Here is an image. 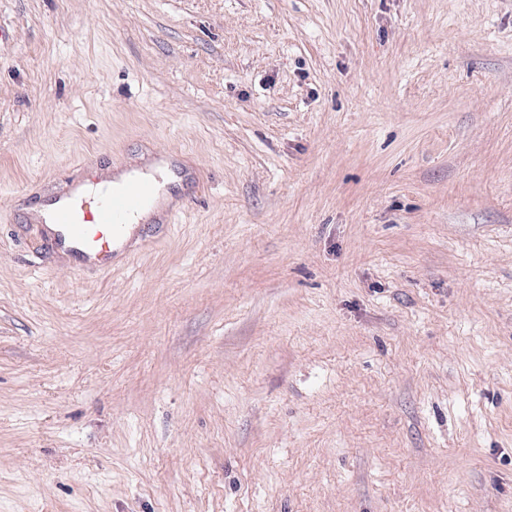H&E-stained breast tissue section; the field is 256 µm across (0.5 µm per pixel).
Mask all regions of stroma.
Returning a JSON list of instances; mask_svg holds the SVG:
<instances>
[{
    "instance_id": "1",
    "label": "stroma",
    "mask_w": 512,
    "mask_h": 512,
    "mask_svg": "<svg viewBox=\"0 0 512 512\" xmlns=\"http://www.w3.org/2000/svg\"><path fill=\"white\" fill-rule=\"evenodd\" d=\"M0 512H512V0H0ZM97 186L98 197L88 205L79 201L57 202L51 224L58 230L56 240L64 243L67 239L74 246L73 252L109 270L117 257L114 245L122 240L132 218L134 224L148 220L168 199L162 200L157 192L154 196V186L147 180L114 186L110 178ZM152 200L153 207L139 214Z\"/></svg>"
}]
</instances>
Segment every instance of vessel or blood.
<instances>
[{
    "label": "vessel or blood",
    "mask_w": 512,
    "mask_h": 512,
    "mask_svg": "<svg viewBox=\"0 0 512 512\" xmlns=\"http://www.w3.org/2000/svg\"><path fill=\"white\" fill-rule=\"evenodd\" d=\"M154 186L147 180H136L122 186L105 179L99 183L98 197L89 203L61 201L51 219L58 241H69L74 252L111 269L117 256L114 246L122 240L133 217L153 200Z\"/></svg>",
    "instance_id": "obj_1"
}]
</instances>
